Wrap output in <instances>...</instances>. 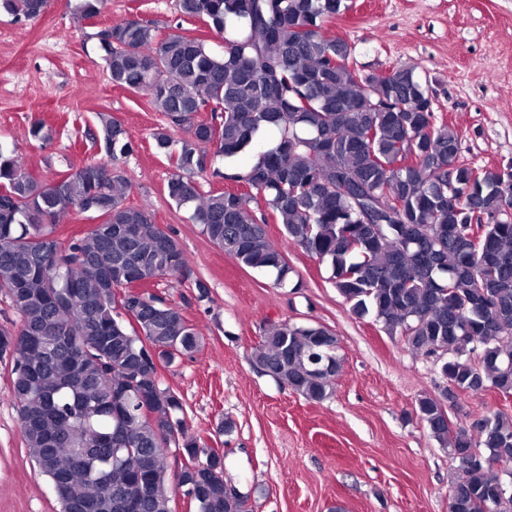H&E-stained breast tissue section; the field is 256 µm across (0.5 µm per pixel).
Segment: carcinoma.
<instances>
[{
	"mask_svg": "<svg viewBox=\"0 0 512 512\" xmlns=\"http://www.w3.org/2000/svg\"><path fill=\"white\" fill-rule=\"evenodd\" d=\"M48 0H0L18 20H36ZM347 0H178L222 39L215 52L181 33L122 19L97 34L112 84L144 92L168 124L153 133L174 167L168 198L193 209L208 240L240 264L292 268L252 214L254 197L203 193L195 178L214 158L274 140L258 162L212 175L256 191L270 220L327 263L353 314H372L415 353H445L448 394L420 396L414 411L458 460L448 512H512V415L489 410L470 426L449 413L461 396H512V165L460 161V135L439 117L415 68L367 73L356 47L330 31ZM208 112V121L197 120ZM107 160L60 177L30 175L0 145V294L19 317L0 330V359L13 362L28 454L54 482L62 512H173L177 489L198 512H251L224 479V454L206 451L177 417L181 397L159 367L194 352L201 336L181 305L130 292L185 277L190 261L154 223L146 204L126 203L116 162L133 152L125 129L101 116ZM99 223L67 243L64 214ZM254 363L312 402L335 392L342 360L320 324H271ZM183 461L169 488L170 447ZM205 459H200V455Z\"/></svg>",
	"mask_w": 512,
	"mask_h": 512,
	"instance_id": "1",
	"label": "carcinoma"
}]
</instances>
